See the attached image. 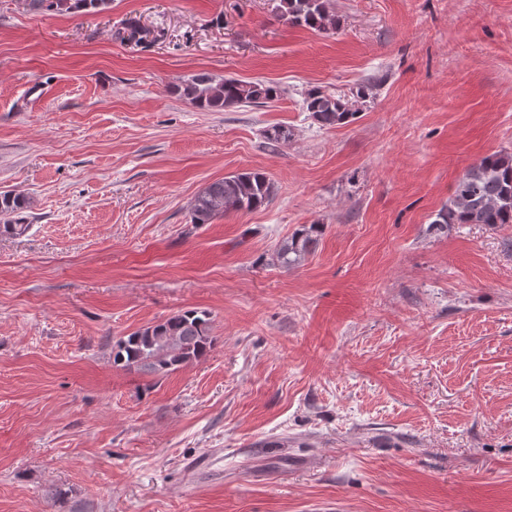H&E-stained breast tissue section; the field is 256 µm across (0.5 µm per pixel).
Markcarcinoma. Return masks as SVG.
<instances>
[{
    "instance_id": "carcinoma-1",
    "label": "carcinoma",
    "mask_w": 512,
    "mask_h": 512,
    "mask_svg": "<svg viewBox=\"0 0 512 512\" xmlns=\"http://www.w3.org/2000/svg\"><path fill=\"white\" fill-rule=\"evenodd\" d=\"M275 10L288 23L324 30L332 23L329 0H275ZM111 0H27L36 13L98 14ZM173 91L194 107L210 112L234 106H260L279 100L285 90L263 81L235 78L215 79L200 73L173 86ZM368 86L360 84L349 92H330L314 87L305 93L303 105L310 117L323 127L344 125L360 113L368 98ZM290 130L274 126L265 130L266 144L275 147L288 140ZM274 183L263 171L236 173L217 179L194 196L191 223L210 224L228 212H252L268 204ZM27 201L12 194L0 195V222L6 232L24 234L29 225L18 214ZM436 224H512V154L503 152L483 158L458 180L448 207L438 214ZM322 233L319 224L304 225L275 251L276 262L294 267L305 260ZM213 347L211 321L205 311L188 309L119 337L112 344L113 364L164 377L205 358Z\"/></svg>"
}]
</instances>
